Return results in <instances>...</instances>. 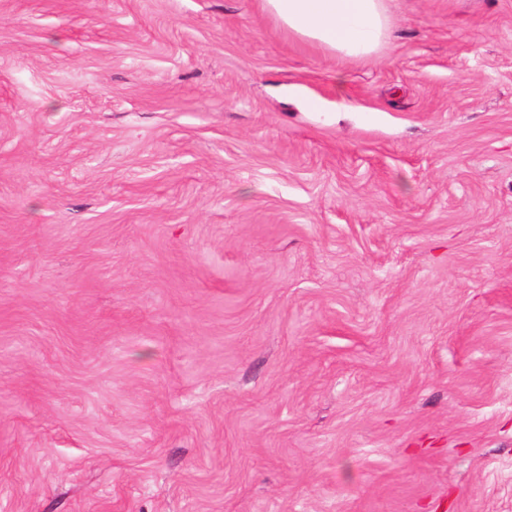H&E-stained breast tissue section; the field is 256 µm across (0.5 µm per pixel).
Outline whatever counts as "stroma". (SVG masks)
I'll use <instances>...</instances> for the list:
<instances>
[{"mask_svg":"<svg viewBox=\"0 0 512 512\" xmlns=\"http://www.w3.org/2000/svg\"><path fill=\"white\" fill-rule=\"evenodd\" d=\"M0 0V512H512V0ZM384 0H262L288 32L350 56L373 53L388 26Z\"/></svg>","mask_w":512,"mask_h":512,"instance_id":"obj_1","label":"stroma"}]
</instances>
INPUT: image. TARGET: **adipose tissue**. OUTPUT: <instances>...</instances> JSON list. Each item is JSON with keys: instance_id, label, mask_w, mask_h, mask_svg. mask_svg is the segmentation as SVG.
Returning a JSON list of instances; mask_svg holds the SVG:
<instances>
[{"instance_id": "1", "label": "adipose tissue", "mask_w": 512, "mask_h": 512, "mask_svg": "<svg viewBox=\"0 0 512 512\" xmlns=\"http://www.w3.org/2000/svg\"><path fill=\"white\" fill-rule=\"evenodd\" d=\"M288 32L350 56L373 53L388 17L383 0H262Z\"/></svg>"}]
</instances>
